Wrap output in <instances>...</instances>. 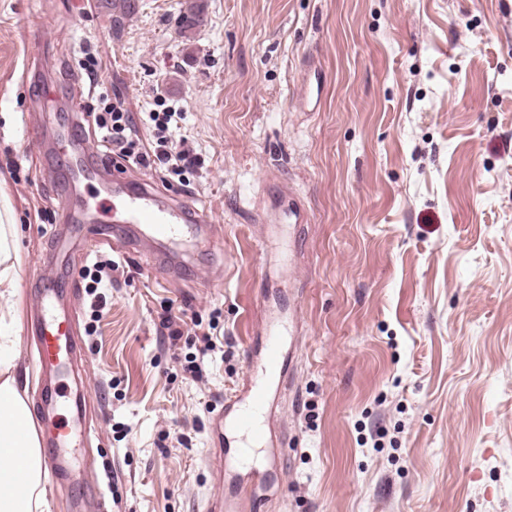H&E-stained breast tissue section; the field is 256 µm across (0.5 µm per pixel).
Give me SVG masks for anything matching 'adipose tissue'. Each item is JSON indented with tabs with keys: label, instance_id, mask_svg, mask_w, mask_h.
<instances>
[{
	"label": "adipose tissue",
	"instance_id": "ef3b65f1",
	"mask_svg": "<svg viewBox=\"0 0 512 512\" xmlns=\"http://www.w3.org/2000/svg\"><path fill=\"white\" fill-rule=\"evenodd\" d=\"M8 229L0 226V299L6 310L0 314V512H47L41 490V459L36 431L31 428L30 411L21 398L12 371L15 367V339L12 320L19 312L18 292L12 266ZM29 430L28 446L16 452L10 444L16 426Z\"/></svg>",
	"mask_w": 512,
	"mask_h": 512
}]
</instances>
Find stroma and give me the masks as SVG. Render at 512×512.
<instances>
[{
	"label": "stroma",
	"instance_id": "obj_1",
	"mask_svg": "<svg viewBox=\"0 0 512 512\" xmlns=\"http://www.w3.org/2000/svg\"><path fill=\"white\" fill-rule=\"evenodd\" d=\"M189 2L139 0L118 29L106 0H0L25 401L49 270L76 287L78 471L107 512H512V0H199L186 37ZM89 55L141 149L149 112H180L174 135L204 160L188 184L120 158L67 180L49 146L79 117ZM119 172L207 209L188 264L164 274L93 239L57 260L67 209ZM292 193L305 223L284 214ZM108 259L95 308L86 268ZM274 313L298 330L273 417L288 445L255 498L221 479L212 422Z\"/></svg>",
	"mask_w": 512,
	"mask_h": 512
}]
</instances>
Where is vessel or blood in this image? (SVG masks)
I'll use <instances>...</instances> for the list:
<instances>
[{
    "instance_id": "b4317fda",
    "label": "vessel or blood",
    "mask_w": 512,
    "mask_h": 512,
    "mask_svg": "<svg viewBox=\"0 0 512 512\" xmlns=\"http://www.w3.org/2000/svg\"><path fill=\"white\" fill-rule=\"evenodd\" d=\"M79 141L77 128H69L58 141L56 152L73 160L76 169L81 171L86 163L74 156V147ZM94 210L98 217L84 224L85 234L99 240L125 238L132 234L137 241L153 247L189 234L192 225L204 221L198 210L161 201L151 183L137 178L128 179L123 196L109 204L97 203ZM37 294L41 300V314L34 325L43 408L38 424L40 444L49 473L64 482L71 475L70 448L85 429L86 397L80 391L60 396L56 382L72 371L80 348L67 325L69 310L62 285L52 278H40ZM288 339V334L282 331L267 329L263 347L253 366L247 370L241 389L224 400L216 430L223 435L225 443L234 447L233 453L224 458V473L232 479H239L244 474L251 483L264 485L271 479L270 473L248 469L246 462L250 450L258 448L270 452L281 445L269 424L275 403L270 383L290 377L285 365ZM62 402L67 403L71 418L63 430L47 433L46 428Z\"/></svg>"
}]
</instances>
